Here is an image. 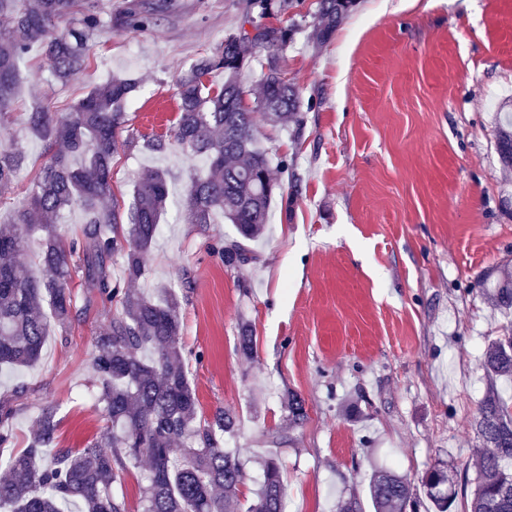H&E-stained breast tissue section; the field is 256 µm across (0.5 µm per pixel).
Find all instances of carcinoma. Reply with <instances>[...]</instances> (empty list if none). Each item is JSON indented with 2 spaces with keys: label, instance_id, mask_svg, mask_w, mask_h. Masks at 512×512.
I'll list each match as a JSON object with an SVG mask.
<instances>
[{
  "label": "carcinoma",
  "instance_id": "cac0c4a2",
  "mask_svg": "<svg viewBox=\"0 0 512 512\" xmlns=\"http://www.w3.org/2000/svg\"><path fill=\"white\" fill-rule=\"evenodd\" d=\"M356 0H317L309 42L328 43ZM155 3L131 4L109 22L117 28L144 31ZM286 0H247L245 27L224 38L212 53L197 57L176 80L178 116L170 139H157L153 150L175 144L201 159L205 174L190 181L185 193L184 223L210 224L220 212L241 241L220 248L224 266L249 263L246 246L266 230L277 189L266 154L255 135L256 114L273 124L302 122L301 112L314 108L303 101L284 75L282 54L296 29L276 22ZM0 119L14 103L19 87L17 62L39 47L60 80L87 65L88 42L103 24L100 14L82 0H0ZM259 53L261 89L252 107L244 103L241 72L249 66L246 48ZM224 71V85L213 91L204 78ZM135 86L114 75L93 87L65 113L35 106L26 113L29 132L51 151L32 180L27 203L9 224H0V369L19 371L38 362L51 328L64 331L77 315L70 284L79 279L86 303L97 297L116 312L95 339L93 371L100 393L96 407L103 426L81 449L57 447L58 407L37 403L26 447L16 452L12 422L21 408L8 395L0 397V512H65L76 503L81 512H127L112 487L130 467L146 462L142 512H237L244 481L240 458L224 449L235 418L218 409L205 418L184 364L180 301L172 288L148 295L132 287L144 274L143 255L151 247L169 199V175L147 171L126 206L108 201L112 164L125 129L123 111ZM492 121L495 149L503 170H512V110L499 104ZM25 155L0 143V195L8 190ZM85 213L80 235L66 238L54 220L65 209ZM36 243L38 271L18 261ZM121 260V275L112 271ZM494 308L512 314V269L503 267L493 280L478 285ZM238 351H253L250 325L242 323ZM481 367L489 386L477 406L475 429L482 442L475 458L473 481L457 486L442 468L421 479L430 512H512V405L496 387L512 380V324L488 343ZM289 420L303 423L304 400L285 399ZM264 479L247 512H283L286 494L279 458L263 463ZM369 492L375 512H417L406 478L390 468L371 475Z\"/></svg>",
  "mask_w": 512,
  "mask_h": 512
}]
</instances>
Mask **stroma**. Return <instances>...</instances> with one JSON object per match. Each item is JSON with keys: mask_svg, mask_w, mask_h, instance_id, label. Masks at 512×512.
<instances>
[{"mask_svg": "<svg viewBox=\"0 0 512 512\" xmlns=\"http://www.w3.org/2000/svg\"><path fill=\"white\" fill-rule=\"evenodd\" d=\"M170 3L142 32L102 24L87 67L67 80L39 51L22 60L0 139L24 151L27 166L0 204V224L26 203L49 158L26 112H65L112 74L133 79L131 143L114 161L112 191L127 203L147 170L169 173L137 286L152 295L169 285L181 298L200 412L235 417L224 445L245 465L240 498L257 488L272 435L282 438L285 512H336L341 500L372 512L378 463L415 486L440 461L472 474L480 360L504 323L477 284L512 263L503 201L512 171L500 166L491 116L512 95V0H358L320 50L299 33L282 67L316 106L299 129L257 123L272 162L290 163L277 179L292 210L273 201L255 261L235 269L211 251L237 237L222 214L204 230L181 221L202 161L150 144L170 135L176 78L237 29L244 0ZM109 317V305L94 302L66 333H51L35 365L0 374V394L23 386L30 405L58 406L59 447H85L100 431L92 356ZM244 321L255 339L247 358L237 351ZM290 392L305 401L303 424L288 421Z\"/></svg>", "mask_w": 512, "mask_h": 512, "instance_id": "stroma-1", "label": "stroma"}]
</instances>
